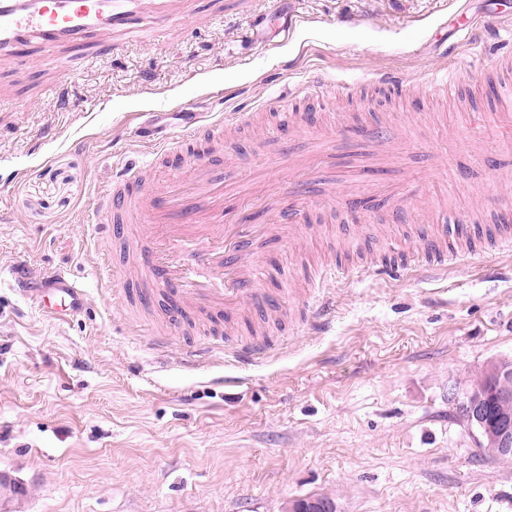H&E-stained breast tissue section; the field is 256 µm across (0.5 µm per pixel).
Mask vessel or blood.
I'll return each instance as SVG.
<instances>
[{
	"instance_id": "vessel-or-blood-1",
	"label": "vessel or blood",
	"mask_w": 512,
	"mask_h": 512,
	"mask_svg": "<svg viewBox=\"0 0 512 512\" xmlns=\"http://www.w3.org/2000/svg\"><path fill=\"white\" fill-rule=\"evenodd\" d=\"M129 18L124 0H0V54L20 51L31 39L46 48L58 42L80 43L95 30L116 28ZM319 78H311L304 87L291 91L294 103L313 98L321 108L332 107L330 97L319 94ZM484 116L486 139L497 145L493 162L499 183L512 184V109L495 112L485 109L484 100L474 103ZM251 113L232 112L227 119L200 124V139L212 142L223 137L228 123L247 126ZM292 127L291 113H284L279 125L268 130L263 160L268 167L292 173L308 170L310 158H318L323 168H331V137L314 134L308 145V158L289 152L284 134ZM146 166L133 164L120 178L106 186L94 209L100 237L132 240L143 249V262L151 275L142 279L127 298L151 299L152 284L166 289L161 314L167 324L178 325L196 310L208 311L212 325L231 328L245 321L248 310L262 318L251 335H229L240 359L251 361L268 355L272 346L264 325L278 320L280 304L259 287L264 275L261 259L272 247L293 238L296 225L250 224L237 215L225 219L229 203L246 199L252 171L236 155L216 150L199 151L185 181L161 178L146 180ZM485 205L494 211L496 225L486 228L470 225L456 206L438 199L428 210L436 217L433 232L421 238L417 251L402 250L396 227L382 225L387 250L398 252L403 266L431 264L438 270L448 268L462 249L446 245L449 224H456L467 247L495 243L512 235V204L495 198ZM465 246V247H466ZM333 267L308 272L309 290L302 304L307 315L323 311L322 291L326 283L339 277ZM42 287L30 289L44 314L63 320L78 314L85 303L86 291L69 273L45 274Z\"/></svg>"
}]
</instances>
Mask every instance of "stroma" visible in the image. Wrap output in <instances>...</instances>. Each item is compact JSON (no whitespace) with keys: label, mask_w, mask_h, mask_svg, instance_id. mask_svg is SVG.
<instances>
[{"label":"stroma","mask_w":512,"mask_h":512,"mask_svg":"<svg viewBox=\"0 0 512 512\" xmlns=\"http://www.w3.org/2000/svg\"><path fill=\"white\" fill-rule=\"evenodd\" d=\"M460 12L486 31L459 27ZM297 17L290 39L277 34ZM58 57L0 56V473L24 490L0 512H284L312 496L336 512H512V461L486 456L458 410L488 364L512 359V246L476 247L444 273L382 271L367 264L375 239L331 252L352 219L340 185L313 184L303 221L324 232L267 256L264 287L302 290L309 265L342 258L352 271L327 286L324 321L291 323L287 303L267 357L216 350L189 366L183 348L206 337L185 324L156 348L155 307L122 299L132 243L88 221L122 165L189 138L193 114L254 113L225 142L255 158L289 90L317 75L345 122L406 141L411 166L464 153L455 115L512 58V13L491 0H164ZM440 70L457 98L433 90ZM380 71L409 73L408 96L373 88ZM492 194L512 186L477 169L455 202L488 223ZM107 254L117 274L103 280ZM18 264L73 273L84 312L45 317L13 289Z\"/></svg>","instance_id":"1"}]
</instances>
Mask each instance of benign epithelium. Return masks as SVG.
Masks as SVG:
<instances>
[{"label":"benign epithelium","instance_id":"benign-epithelium-1","mask_svg":"<svg viewBox=\"0 0 512 512\" xmlns=\"http://www.w3.org/2000/svg\"><path fill=\"white\" fill-rule=\"evenodd\" d=\"M491 383L494 394L503 405L494 420V425L486 423L484 405L487 399L485 383ZM461 412L466 422L480 436L479 447L491 458L498 459L512 454V360L491 363L484 372L483 382L469 391L461 404ZM334 505L319 498H296L288 501L286 512H333Z\"/></svg>","mask_w":512,"mask_h":512}]
</instances>
